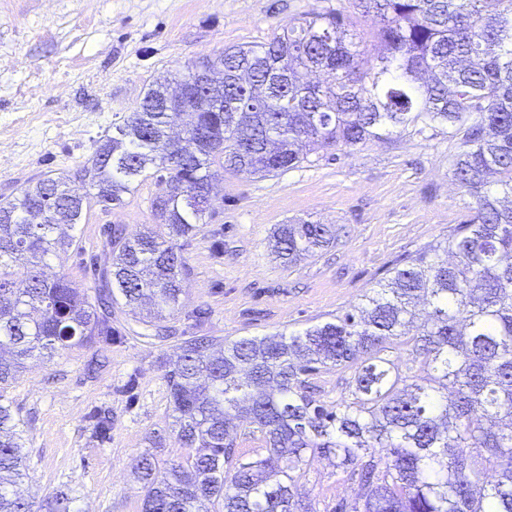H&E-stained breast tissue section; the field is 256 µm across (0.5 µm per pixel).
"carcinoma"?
Returning <instances> with one entry per match:
<instances>
[{
	"instance_id": "obj_1",
	"label": "carcinoma",
	"mask_w": 512,
	"mask_h": 512,
	"mask_svg": "<svg viewBox=\"0 0 512 512\" xmlns=\"http://www.w3.org/2000/svg\"><path fill=\"white\" fill-rule=\"evenodd\" d=\"M377 19L384 53L360 58L341 12L314 13L255 47L233 46L222 71L173 106L151 85L112 123L77 173L96 203L119 206L158 173L152 217L167 229L104 230L112 269L94 294L47 258L75 244L86 194L69 177L30 182L0 199V512H32L13 491L29 451L6 390L25 362L112 338V302L163 312L184 293L183 247L201 231L221 172L269 175L307 153L354 148L410 123L446 125L462 151L455 180L473 213L341 315L298 333L222 341L189 336L166 373L176 443L189 452L138 460L142 512H317L297 492L317 457L357 482L334 512H512V0H353ZM336 237L331 224H283L288 263ZM412 346L420 374L383 356ZM354 368L352 398L328 406L310 379ZM266 453H238L236 422Z\"/></svg>"
}]
</instances>
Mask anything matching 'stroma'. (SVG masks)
Returning a JSON list of instances; mask_svg holds the SVG:
<instances>
[{"mask_svg":"<svg viewBox=\"0 0 512 512\" xmlns=\"http://www.w3.org/2000/svg\"><path fill=\"white\" fill-rule=\"evenodd\" d=\"M340 11L364 57L381 55L373 17L351 0H0V196L29 181L74 175L114 120L129 115L157 78L186 71L232 46H258L307 13ZM461 146L444 125L398 127L352 149H324L275 175L225 173L214 185L200 234L184 248L185 294L165 341L116 304L112 338L32 360L7 396L24 422L33 512L62 492L71 512H141L134 461L156 436L159 459L181 456L171 432L172 369L182 338L224 340L299 332L359 303L424 248L467 219L473 197L451 160ZM155 177L121 207L93 204L73 230L76 245L54 259L77 285L112 266L108 224H152ZM332 224L321 252L284 266L272 250L283 224ZM110 416L106 438L94 432ZM355 484L314 459L299 490L317 512L351 500Z\"/></svg>","mask_w":512,"mask_h":512,"instance_id":"obj_1","label":"stroma"}]
</instances>
